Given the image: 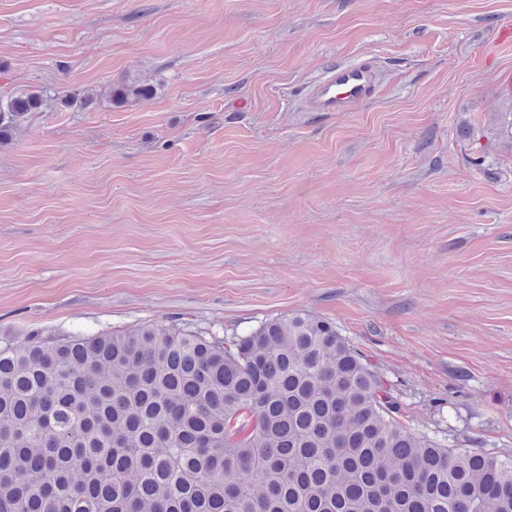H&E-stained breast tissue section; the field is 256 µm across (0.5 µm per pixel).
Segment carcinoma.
Instances as JSON below:
<instances>
[{
	"instance_id": "obj_1",
	"label": "carcinoma",
	"mask_w": 512,
	"mask_h": 512,
	"mask_svg": "<svg viewBox=\"0 0 512 512\" xmlns=\"http://www.w3.org/2000/svg\"><path fill=\"white\" fill-rule=\"evenodd\" d=\"M148 88L112 87L117 104ZM45 104L0 99V138ZM336 323L0 345V512H512V454L402 426Z\"/></svg>"
}]
</instances>
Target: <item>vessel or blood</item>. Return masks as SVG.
I'll use <instances>...</instances> for the list:
<instances>
[{
	"label": "vessel or blood",
	"mask_w": 512,
	"mask_h": 512,
	"mask_svg": "<svg viewBox=\"0 0 512 512\" xmlns=\"http://www.w3.org/2000/svg\"><path fill=\"white\" fill-rule=\"evenodd\" d=\"M379 71L361 58L327 68L309 87L303 104L310 112H350L378 93Z\"/></svg>",
	"instance_id": "vessel-or-blood-1"
}]
</instances>
